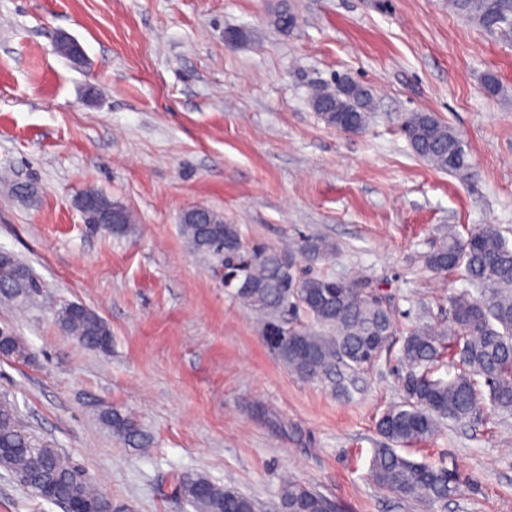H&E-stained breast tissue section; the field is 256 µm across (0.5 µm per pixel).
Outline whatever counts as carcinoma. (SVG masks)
I'll return each mask as SVG.
<instances>
[{
    "mask_svg": "<svg viewBox=\"0 0 512 512\" xmlns=\"http://www.w3.org/2000/svg\"><path fill=\"white\" fill-rule=\"evenodd\" d=\"M462 17L503 38L512 36V0H449ZM364 86L348 78L318 84L310 97L314 111L338 130L361 132L372 110L371 93L361 99L344 89ZM401 132L418 157L434 168L461 178L472 175V160L459 134L436 116L409 112ZM180 229L194 250L218 260L224 250V277H247L250 288L232 295L259 317L266 340L278 359L298 377L315 380L342 370L355 371L374 363L396 330L393 313L357 283L306 274L284 283L280 268L292 252L247 243L235 224L212 209L187 210ZM302 251L324 258L336 252L327 239L310 237ZM427 268L442 275L463 269L469 287L451 298L449 324H420L407 332L400 351L406 368L404 399L389 407L377 422L383 442L374 449L370 476L380 488L401 497L425 495L442 505L459 489L457 472L411 460L397 451L434 436L445 421L471 418L487 404L512 413V247L493 224H479L460 239L450 231L426 256ZM34 282L27 265L0 252V302H15ZM62 330L82 346L107 353L112 347L108 324L91 309L66 304L57 312ZM24 352L20 337L5 330L0 355ZM448 365V379L434 377ZM488 392H483L481 386ZM101 423L125 444L149 448L153 438L132 416L111 406L98 410ZM0 469L20 485L55 505L76 512H106L107 495L87 472L75 478L70 465L43 448L34 447L16 427L12 409L0 405ZM178 488L195 512H255L253 500L199 474L177 476ZM283 512H337L336 505L310 486L288 480L279 491Z\"/></svg>",
    "mask_w": 512,
    "mask_h": 512,
    "instance_id": "cac0c4a2",
    "label": "carcinoma"
}]
</instances>
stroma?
Returning a JSON list of instances; mask_svg holds the SVG:
<instances>
[{
  "instance_id": "35a3bbf8",
  "label": "stroma",
  "mask_w": 512,
  "mask_h": 512,
  "mask_svg": "<svg viewBox=\"0 0 512 512\" xmlns=\"http://www.w3.org/2000/svg\"><path fill=\"white\" fill-rule=\"evenodd\" d=\"M284 6L298 18L287 33L273 23ZM63 35L82 45L84 67L55 53ZM344 73L374 94L360 134L310 105L313 84ZM408 112L454 128L473 176L419 158L400 129ZM19 183L33 195L18 198ZM87 189L133 224L89 228L74 204ZM193 206L380 297L397 325L380 359L338 385L291 373L183 237L179 215ZM476 224L512 243V43L448 0H0V249L39 284L25 310L0 305V329L27 348L0 357V404L114 506L194 512L176 486L193 472L256 512H282L286 479L339 512H512V416L487 408L406 452L457 471L446 506L369 476L376 422L404 396L403 338L446 323L462 287L425 257L449 227ZM311 235L334 242L335 257L300 255ZM67 303L108 323L109 353L61 331ZM103 405L131 414L152 448L114 437ZM0 512L61 510L0 469Z\"/></svg>"
}]
</instances>
